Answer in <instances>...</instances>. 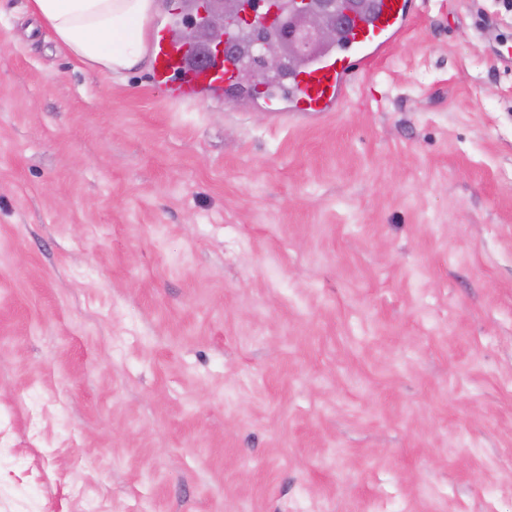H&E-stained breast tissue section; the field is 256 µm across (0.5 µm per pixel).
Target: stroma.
I'll return each mask as SVG.
<instances>
[{
    "instance_id": "stroma-1",
    "label": "stroma",
    "mask_w": 512,
    "mask_h": 512,
    "mask_svg": "<svg viewBox=\"0 0 512 512\" xmlns=\"http://www.w3.org/2000/svg\"><path fill=\"white\" fill-rule=\"evenodd\" d=\"M413 6L292 116L0 0V512H512V6Z\"/></svg>"
}]
</instances>
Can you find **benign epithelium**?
<instances>
[{
  "mask_svg": "<svg viewBox=\"0 0 512 512\" xmlns=\"http://www.w3.org/2000/svg\"><path fill=\"white\" fill-rule=\"evenodd\" d=\"M348 19L340 0H318V6L287 15L281 21L283 36L276 42L259 38L251 47L252 82L262 86L266 77L293 65L297 58L335 42L338 29ZM242 22L240 0H209L204 19L184 24L180 37L188 42H206L224 52L234 51L230 28Z\"/></svg>",
  "mask_w": 512,
  "mask_h": 512,
  "instance_id": "obj_1",
  "label": "benign epithelium"
}]
</instances>
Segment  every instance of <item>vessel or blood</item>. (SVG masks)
I'll return each mask as SVG.
<instances>
[{
  "instance_id": "vessel-or-blood-1",
  "label": "vessel or blood",
  "mask_w": 512,
  "mask_h": 512,
  "mask_svg": "<svg viewBox=\"0 0 512 512\" xmlns=\"http://www.w3.org/2000/svg\"><path fill=\"white\" fill-rule=\"evenodd\" d=\"M411 0H374L369 14L356 18L339 42L302 66L291 78L288 109L323 114L340 111L353 68L370 67L408 31ZM179 12L150 32L154 79L168 90L170 99L193 102L203 95L232 92L238 84L234 58L179 43L174 37Z\"/></svg>"
}]
</instances>
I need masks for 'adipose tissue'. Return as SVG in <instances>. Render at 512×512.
I'll use <instances>...</instances> for the list:
<instances>
[{"mask_svg":"<svg viewBox=\"0 0 512 512\" xmlns=\"http://www.w3.org/2000/svg\"><path fill=\"white\" fill-rule=\"evenodd\" d=\"M30 7L75 60L103 75L147 59L155 0H30Z\"/></svg>","mask_w":512,"mask_h":512,"instance_id":"adipose-tissue-1","label":"adipose tissue"}]
</instances>
